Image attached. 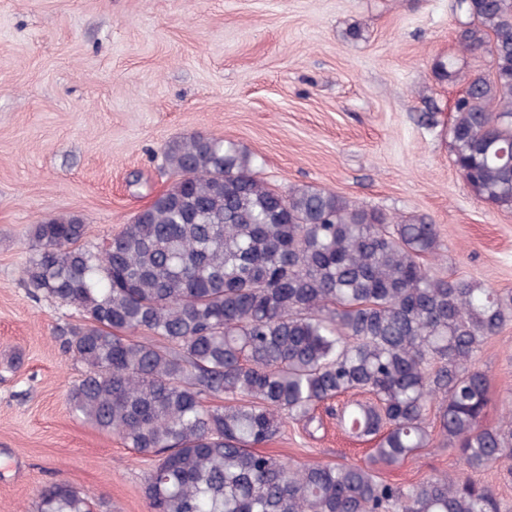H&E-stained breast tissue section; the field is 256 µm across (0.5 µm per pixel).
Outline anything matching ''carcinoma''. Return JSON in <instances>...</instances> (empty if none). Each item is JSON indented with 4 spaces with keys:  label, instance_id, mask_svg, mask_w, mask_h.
I'll return each instance as SVG.
<instances>
[{
    "label": "carcinoma",
    "instance_id": "1",
    "mask_svg": "<svg viewBox=\"0 0 512 512\" xmlns=\"http://www.w3.org/2000/svg\"><path fill=\"white\" fill-rule=\"evenodd\" d=\"M463 50L486 53L448 133L453 164L485 203L512 210V0H458ZM177 179L103 247L77 216L33 225L29 292L73 306L66 352L86 366L71 409L152 461L148 512H501L469 475L383 480L431 442L428 411L463 461L512 464V418L483 425L485 342L512 321V294L441 276L437 225L311 186L283 194L220 137L163 150ZM354 392L336 410L377 443L364 465L294 466L257 448L285 420ZM235 400L222 404L224 397ZM36 512H94L65 482Z\"/></svg>",
    "mask_w": 512,
    "mask_h": 512
}]
</instances>
